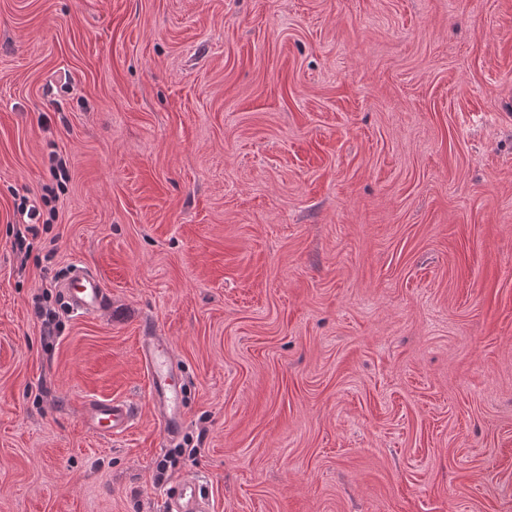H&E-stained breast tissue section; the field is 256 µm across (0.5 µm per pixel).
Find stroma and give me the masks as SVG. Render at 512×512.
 Instances as JSON below:
<instances>
[{
  "label": "stroma",
  "mask_w": 512,
  "mask_h": 512,
  "mask_svg": "<svg viewBox=\"0 0 512 512\" xmlns=\"http://www.w3.org/2000/svg\"><path fill=\"white\" fill-rule=\"evenodd\" d=\"M190 478L212 512H512V0H0V512ZM61 292L71 309L82 316H95L108 305L101 277L87 268L73 270L61 283ZM139 355L148 373L149 390L163 431L168 436L182 427V383L172 377V349L165 336L145 325L139 340ZM83 422L88 430L102 436H111L128 430L133 423L134 409L120 400H97L84 409Z\"/></svg>",
  "instance_id": "35a3bbf8"
}]
</instances>
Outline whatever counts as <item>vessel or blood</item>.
Masks as SVG:
<instances>
[{
    "mask_svg": "<svg viewBox=\"0 0 512 512\" xmlns=\"http://www.w3.org/2000/svg\"><path fill=\"white\" fill-rule=\"evenodd\" d=\"M61 292L71 309L83 316H95L105 309L108 295L101 277L87 268L73 270L61 283ZM149 390L165 434L173 436L182 427V387L172 377V349L166 337L145 327L139 340ZM88 430L111 436L128 430L134 419L133 407L120 400H97L84 409ZM169 512H207V502L197 482H179L168 497Z\"/></svg>",
    "mask_w": 512,
    "mask_h": 512,
    "instance_id": "1",
    "label": "vessel or blood"
}]
</instances>
